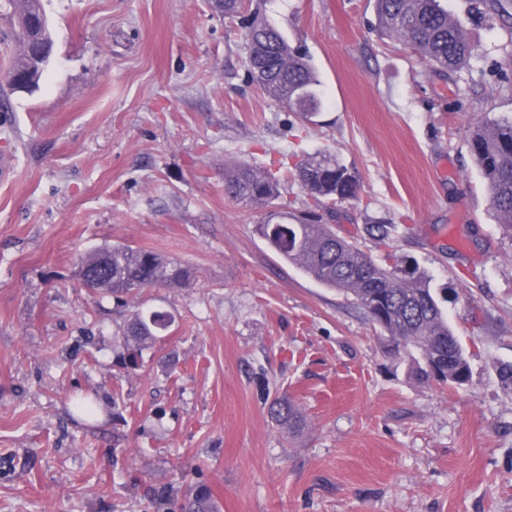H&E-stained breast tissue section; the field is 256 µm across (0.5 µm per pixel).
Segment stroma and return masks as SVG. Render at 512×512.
<instances>
[{
	"label": "stroma",
	"mask_w": 512,
	"mask_h": 512,
	"mask_svg": "<svg viewBox=\"0 0 512 512\" xmlns=\"http://www.w3.org/2000/svg\"><path fill=\"white\" fill-rule=\"evenodd\" d=\"M305 51L323 109L304 122L247 78L239 20L215 0H44L53 35L37 88L0 105V512H182L210 488L220 512H512V240L468 133L512 114V21L449 12L482 49L434 74L378 36L374 0H245ZM328 150L356 198L316 208L373 257L392 224L470 360L468 385L409 379L343 295L282 260L259 212L224 195V164ZM449 160L453 173L441 175ZM112 243L187 266L189 285L135 302L174 324L117 362L129 307L79 280ZM289 395L305 426L268 414ZM99 404L77 415L74 398Z\"/></svg>",
	"instance_id": "stroma-1"
}]
</instances>
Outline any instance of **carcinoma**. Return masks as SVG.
<instances>
[{
  "instance_id": "1",
  "label": "carcinoma",
  "mask_w": 512,
  "mask_h": 512,
  "mask_svg": "<svg viewBox=\"0 0 512 512\" xmlns=\"http://www.w3.org/2000/svg\"><path fill=\"white\" fill-rule=\"evenodd\" d=\"M224 14L239 18L244 29L248 60V79L269 96L286 104L310 121L323 107L321 79L307 53L288 44L281 31L258 16L242 15L243 0H219ZM473 10L488 20H510L512 0H472ZM42 0H5L16 22L31 24ZM374 30L396 35L416 50L430 68L444 76L454 74L478 56V47L463 28L452 19L443 0H374ZM11 41L19 47L8 67L0 73V100L16 91L13 72L30 73L31 90L42 73L25 38L15 31ZM469 149L475 166L487 188L489 204L499 219L502 231L512 237V115L493 119L470 132ZM294 176L307 195L316 202H344L356 196V173L332 152H317L294 164ZM281 179L270 170H260L245 160L224 164V196L260 209L262 220L257 233L283 259L298 266L327 288L345 295L366 318L383 331L387 346H392L407 366L408 374L428 383L434 374L425 368V359H433L440 374L438 381L453 388L467 384L471 367L464 348L448 323L445 310L430 287V282L416 268L391 251L373 259L362 245L336 235V230L322 223V217L305 211L294 213L278 203ZM395 226L371 224L367 235L383 247ZM112 276L97 278L112 282L110 288L94 292L127 303L126 296L152 287L182 288L189 284V269L164 255L129 245H114L112 252L99 258L94 250L80 259V268L96 272L101 266ZM173 317L162 311L135 309L122 329L128 367L138 365L142 351L153 346L170 329ZM271 418L298 431L304 417L288 396L276 398L269 406ZM189 512H218L208 490L195 491L188 500Z\"/></svg>"
}]
</instances>
